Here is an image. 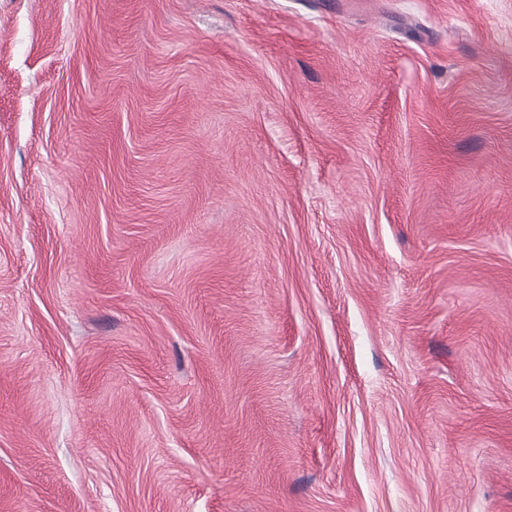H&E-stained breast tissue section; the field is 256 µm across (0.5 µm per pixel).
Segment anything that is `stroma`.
<instances>
[{"instance_id": "obj_1", "label": "stroma", "mask_w": 512, "mask_h": 512, "mask_svg": "<svg viewBox=\"0 0 512 512\" xmlns=\"http://www.w3.org/2000/svg\"><path fill=\"white\" fill-rule=\"evenodd\" d=\"M0 512H512V0H0Z\"/></svg>"}]
</instances>
